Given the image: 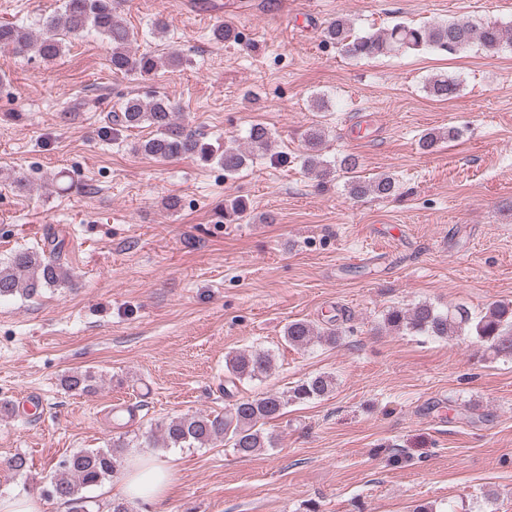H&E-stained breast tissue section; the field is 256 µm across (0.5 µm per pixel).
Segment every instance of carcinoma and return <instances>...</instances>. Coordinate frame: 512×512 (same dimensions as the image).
<instances>
[{"mask_svg": "<svg viewBox=\"0 0 512 512\" xmlns=\"http://www.w3.org/2000/svg\"><path fill=\"white\" fill-rule=\"evenodd\" d=\"M122 0H62L61 10L31 24H0V50H9L22 57H38L53 62L63 53L67 37H80L92 30L104 37L112 47L109 63L115 74L150 77L159 65L178 68L187 62L178 52L169 53L160 61L150 52H134L131 45L135 35L119 20ZM324 40L335 45L348 59L375 58L404 50L432 48L456 54L473 45L493 51L512 38V27L497 21H448L414 26L398 23L376 33H356L351 22L338 17L323 30ZM426 88L437 98L455 97L459 81L437 74L428 79ZM112 124L126 130L148 127L153 135L135 146L148 156L169 159L198 156L217 158L224 175H236L256 152L271 147V132L261 124L250 127L247 147L224 146L216 156L192 131L176 118L170 101L158 95L145 101L139 97H123L111 115ZM323 134L312 127L305 135L303 166L322 183L335 176L336 170L346 173L357 167V160L344 156L330 161L322 154ZM394 179L382 174L371 180L352 177L347 190L353 198L374 195L388 197L395 192ZM63 241L47 237L43 243L14 251L0 260V299L17 294L33 297L45 287H61L71 282L67 266L61 261ZM384 325L394 331H410L438 338L470 335L485 347L494 358L512 359V304L494 302L484 313L472 316L463 306L441 309L422 302L408 309L394 308L384 315ZM284 341L294 347L306 348L314 343L334 345L340 340L335 327L319 328L307 320L288 322L283 331ZM272 354L265 350H242L225 357V371L230 383L260 380L271 370ZM95 377L88 371L66 376L65 385L71 390L93 389ZM335 378L317 373L303 379L289 394L261 393L239 398L222 414H185L159 426V432H147L145 442L152 447L192 448L222 440L237 453L249 456L275 444V436L265 425L280 417L290 402L304 403L321 399L335 390ZM127 445L112 442L110 448L80 450L59 463V470L50 480L44 495L58 499L68 506V512H92V501L85 491L100 485L118 473Z\"/></svg>", "mask_w": 512, "mask_h": 512, "instance_id": "carcinoma-1", "label": "carcinoma"}]
</instances>
